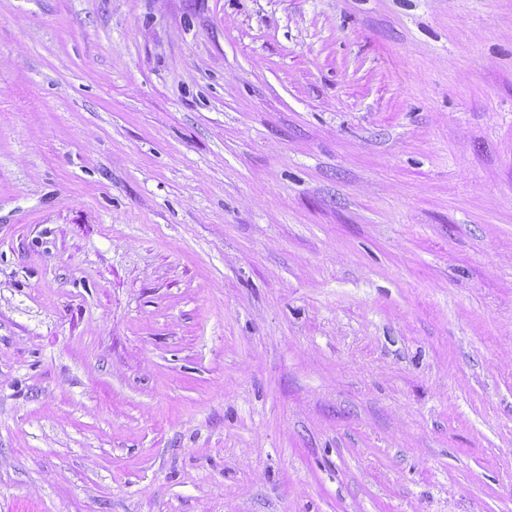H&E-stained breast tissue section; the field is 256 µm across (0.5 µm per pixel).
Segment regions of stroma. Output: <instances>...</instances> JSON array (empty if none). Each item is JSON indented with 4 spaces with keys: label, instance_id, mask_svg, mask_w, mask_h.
<instances>
[{
    "label": "stroma",
    "instance_id": "obj_1",
    "mask_svg": "<svg viewBox=\"0 0 512 512\" xmlns=\"http://www.w3.org/2000/svg\"><path fill=\"white\" fill-rule=\"evenodd\" d=\"M0 512H512V0H0Z\"/></svg>",
    "mask_w": 512,
    "mask_h": 512
}]
</instances>
